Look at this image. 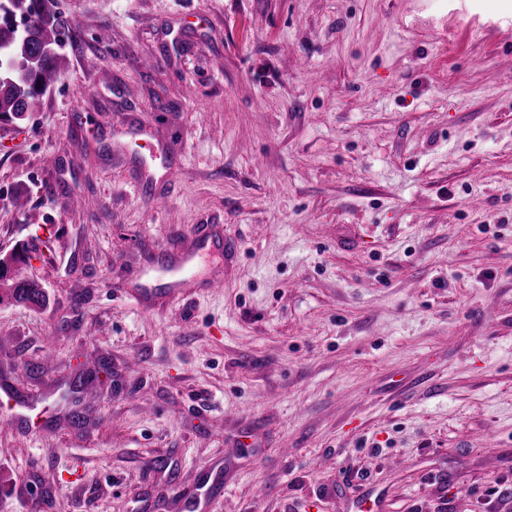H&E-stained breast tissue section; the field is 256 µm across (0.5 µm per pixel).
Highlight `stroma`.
Here are the masks:
<instances>
[{"label": "stroma", "instance_id": "35a3bbf8", "mask_svg": "<svg viewBox=\"0 0 512 512\" xmlns=\"http://www.w3.org/2000/svg\"><path fill=\"white\" fill-rule=\"evenodd\" d=\"M52 7L82 41L0 122V252L49 298L0 304L40 410L0 414V512L36 476L53 512H178L216 466L211 512H512V0ZM132 114L171 157L143 182L103 153ZM203 224L223 294L114 290Z\"/></svg>", "mask_w": 512, "mask_h": 512}]
</instances>
